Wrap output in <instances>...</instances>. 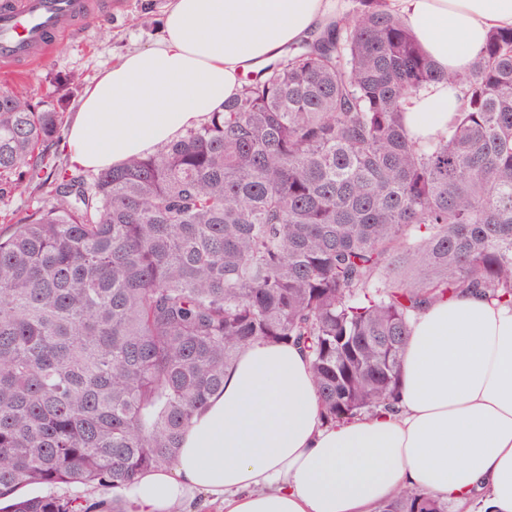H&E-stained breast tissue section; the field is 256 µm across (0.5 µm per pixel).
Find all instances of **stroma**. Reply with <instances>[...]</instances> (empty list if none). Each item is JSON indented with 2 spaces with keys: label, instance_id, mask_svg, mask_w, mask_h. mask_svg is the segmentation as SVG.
Wrapping results in <instances>:
<instances>
[{
  "label": "stroma",
  "instance_id": "1",
  "mask_svg": "<svg viewBox=\"0 0 512 512\" xmlns=\"http://www.w3.org/2000/svg\"><path fill=\"white\" fill-rule=\"evenodd\" d=\"M74 32L56 39L33 67L0 68V88L24 82L35 99L64 114L76 109L85 86L126 51L152 43L169 0H91Z\"/></svg>",
  "mask_w": 512,
  "mask_h": 512
}]
</instances>
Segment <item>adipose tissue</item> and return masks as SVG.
I'll return each instance as SVG.
<instances>
[{
    "instance_id": "1",
    "label": "adipose tissue",
    "mask_w": 512,
    "mask_h": 512,
    "mask_svg": "<svg viewBox=\"0 0 512 512\" xmlns=\"http://www.w3.org/2000/svg\"><path fill=\"white\" fill-rule=\"evenodd\" d=\"M443 72L468 70L512 0H389ZM336 17L334 0H170L155 42L85 87L61 144L72 166L147 156L235 97L247 72ZM432 85L405 123L428 136L461 107ZM403 487L512 512V308L481 295L440 301L405 348L395 410L323 425L306 353L254 343L192 421L173 465L141 476L137 512H178L200 493L216 512H376Z\"/></svg>"
}]
</instances>
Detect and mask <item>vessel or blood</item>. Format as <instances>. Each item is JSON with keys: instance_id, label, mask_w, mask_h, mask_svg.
Listing matches in <instances>:
<instances>
[{"instance_id": "b4317fda", "label": "vessel or blood", "mask_w": 512, "mask_h": 512, "mask_svg": "<svg viewBox=\"0 0 512 512\" xmlns=\"http://www.w3.org/2000/svg\"><path fill=\"white\" fill-rule=\"evenodd\" d=\"M88 10V0H0V62L47 54L50 36L69 32Z\"/></svg>"}]
</instances>
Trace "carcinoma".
Returning <instances> with one entry per match:
<instances>
[{"label": "carcinoma", "instance_id": "1", "mask_svg": "<svg viewBox=\"0 0 512 512\" xmlns=\"http://www.w3.org/2000/svg\"><path fill=\"white\" fill-rule=\"evenodd\" d=\"M353 3L91 183L50 153L64 113L0 90V183L46 199L0 234V512H136L58 489L170 466L249 344L303 349L335 424L393 405L435 302L512 307V29L445 74L386 0ZM439 82L460 111L415 137L404 106ZM378 512L448 501L405 489Z\"/></svg>", "mask_w": 512, "mask_h": 512}]
</instances>
